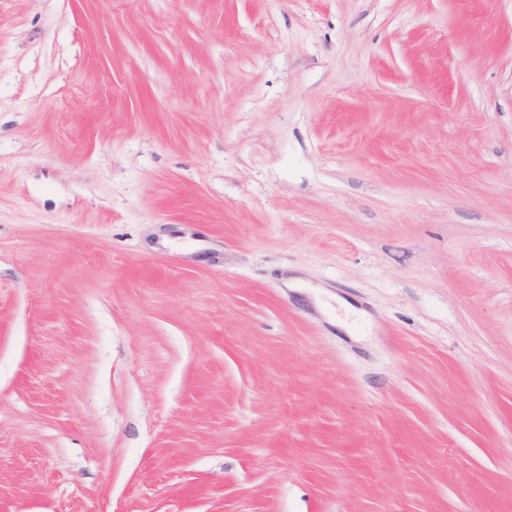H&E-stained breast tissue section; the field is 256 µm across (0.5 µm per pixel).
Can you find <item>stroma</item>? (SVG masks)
<instances>
[{"mask_svg": "<svg viewBox=\"0 0 512 512\" xmlns=\"http://www.w3.org/2000/svg\"><path fill=\"white\" fill-rule=\"evenodd\" d=\"M0 512H512V0H0Z\"/></svg>", "mask_w": 512, "mask_h": 512, "instance_id": "obj_1", "label": "stroma"}]
</instances>
